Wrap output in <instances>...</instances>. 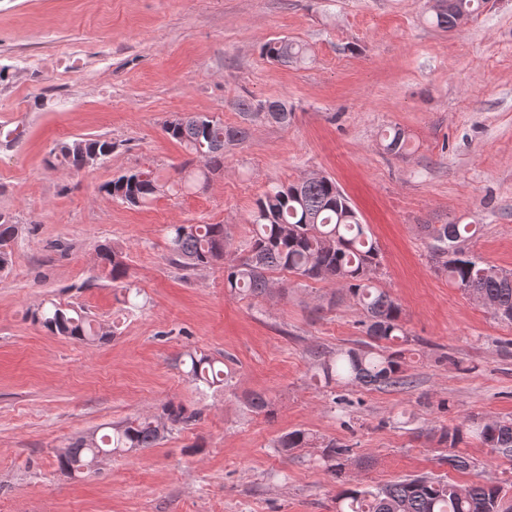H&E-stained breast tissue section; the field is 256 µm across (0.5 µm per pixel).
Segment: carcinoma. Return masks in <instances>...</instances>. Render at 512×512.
<instances>
[{
    "label": "carcinoma",
    "mask_w": 512,
    "mask_h": 512,
    "mask_svg": "<svg viewBox=\"0 0 512 512\" xmlns=\"http://www.w3.org/2000/svg\"><path fill=\"white\" fill-rule=\"evenodd\" d=\"M482 0H437L433 23L451 31L460 20L469 17ZM262 55L283 64L305 61L307 49L286 37L262 46ZM282 109L277 124L286 126L292 112L282 100L240 102L246 123L259 119L267 104ZM165 134L206 159L199 179L224 165V146L248 137L244 126H226L214 116L182 113L163 125ZM116 148L102 137L77 138L56 142L49 151L56 162L74 171L105 163ZM102 189L112 197L137 206L173 189L151 172L127 171L105 183ZM430 250L438 268L448 275V282L470 297L492 307L494 317L512 322V272L482 261L468 247L478 231L475 224L426 225ZM18 234V225L0 215V271L11 262L9 247ZM168 250L173 260L185 268H203L217 260L224 261V287L241 298L256 299L273 293L272 274L289 273L303 279L329 280L345 291L360 307L359 324L373 344L365 349H348L334 357H324L316 350L318 369L325 382L341 380L365 387H403L405 375L403 351H390L386 343L408 341L402 308L376 284L379 252L376 243L361 224L349 198L327 176L297 182L277 183L258 198L251 216L250 235L244 248L231 251V243L222 224H172ZM97 257L117 288L131 291L127 281L128 265L123 252L109 244L97 249ZM32 319L52 334L78 341L94 342L110 335L88 318L70 313V308L53 303L38 307ZM181 364L189 365L186 376L207 387L228 385L229 377L205 356L185 353ZM200 417L196 410L182 403H166L159 415L112 425V433L79 439L58 455L59 468L80 474L106 449L132 453L159 444L166 434L184 428ZM475 438L493 452L512 458V421L489 419L463 421L444 428L438 444L452 450L448 465L469 467L467 458L453 453L469 438ZM274 447L283 455L299 448L321 449L327 473L340 485L336 496L337 512H512L504 506L501 487L493 483L460 486L432 477L401 479L383 486L366 487L347 477L346 466L352 447L336 441H320L303 429L281 435Z\"/></svg>",
    "instance_id": "cac0c4a2"
}]
</instances>
